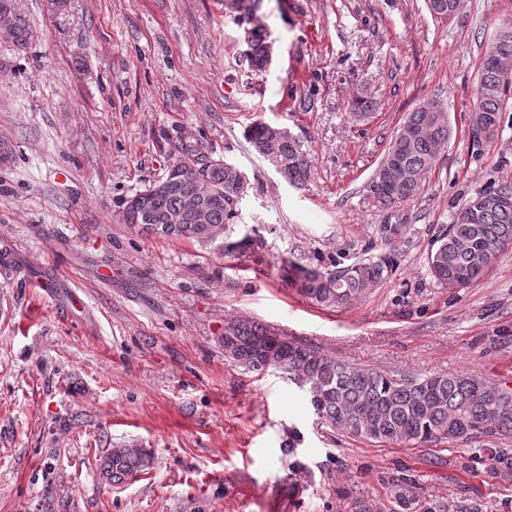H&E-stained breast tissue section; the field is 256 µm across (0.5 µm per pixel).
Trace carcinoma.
<instances>
[{"label":"carcinoma","mask_w":512,"mask_h":512,"mask_svg":"<svg viewBox=\"0 0 512 512\" xmlns=\"http://www.w3.org/2000/svg\"><path fill=\"white\" fill-rule=\"evenodd\" d=\"M426 4L437 19L454 16L462 9V0H426ZM0 27L14 47L22 49L28 43L30 23L15 0H0ZM269 46L266 30L256 27L244 53L251 68L260 71L265 67ZM505 58H512L511 18L503 20L485 49L469 114L474 144L495 134L512 99V80L503 79L499 69ZM450 133L448 113L438 98L407 113L370 179L372 205L391 213L412 201L426 175L436 168ZM245 137L272 167L281 169L289 185L301 188L309 181L308 154L286 130L256 122ZM178 152L181 158L194 161L196 168L169 166L163 177L167 188L158 193L148 187L125 200L123 222L141 232L185 240L221 253L250 250L260 255L261 238L231 240L246 184L227 166L204 165L208 156L195 147L182 145ZM198 181L211 184L213 193L198 197ZM501 192L512 195V182L475 193L433 243L427 261L440 287L450 291L468 287L482 278L501 254L512 249V205L504 208L488 201L477 221L465 218L469 205ZM199 210L204 215L201 222L193 220ZM395 266L391 253L331 270L290 259L283 266V278L316 305L338 308L360 299L367 289L393 273ZM223 347L228 361L248 371L274 368L288 375L305 392L320 420L353 438L418 447L445 440L468 442L493 433L512 434V390L471 372L390 375L352 365L318 346L290 341L247 319L224 324ZM491 461L494 474H512V454L496 449L491 452ZM147 465V454L140 449L113 448L103 457L100 473L106 481L122 484Z\"/></svg>","instance_id":"cac0c4a2"}]
</instances>
